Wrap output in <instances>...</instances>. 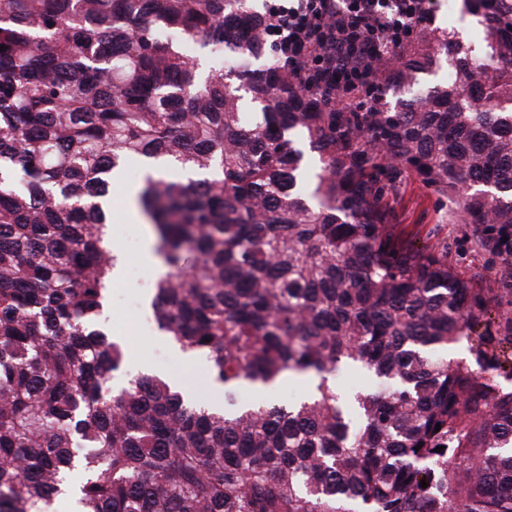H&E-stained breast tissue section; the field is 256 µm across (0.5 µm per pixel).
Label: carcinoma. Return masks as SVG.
I'll return each instance as SVG.
<instances>
[{"mask_svg":"<svg viewBox=\"0 0 512 512\" xmlns=\"http://www.w3.org/2000/svg\"><path fill=\"white\" fill-rule=\"evenodd\" d=\"M0 45V512H51L75 471L73 512H512V316L476 332L490 304L384 232L378 186L414 172L512 228V14L480 55L416 31L376 112L325 109L253 0H0ZM134 157L157 330L210 363L220 412L113 387L104 204ZM463 341L475 364L441 357ZM344 370L372 386L340 396ZM287 377L313 392L241 398Z\"/></svg>","mask_w":512,"mask_h":512,"instance_id":"1","label":"carcinoma"}]
</instances>
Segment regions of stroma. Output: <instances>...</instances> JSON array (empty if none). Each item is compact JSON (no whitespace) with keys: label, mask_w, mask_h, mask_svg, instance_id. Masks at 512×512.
<instances>
[{"label":"stroma","mask_w":512,"mask_h":512,"mask_svg":"<svg viewBox=\"0 0 512 512\" xmlns=\"http://www.w3.org/2000/svg\"><path fill=\"white\" fill-rule=\"evenodd\" d=\"M436 26L453 31L456 37L472 51L483 47L482 18L475 13L468 0H459L455 17L438 11L434 14ZM143 167L139 160H130L119 180L113 181L109 199L112 211V236L115 243L134 241L142 243L148 233L147 225L130 220L126 212V191L139 185ZM386 228L396 241L428 252L447 253L449 267L469 287L500 303L502 310L512 309V299L501 297L504 288L512 289V257L500 256L488 248L477 247L474 240L479 227L466 223L461 210L441 197L432 186L415 175L400 177L381 202ZM112 294L117 302L108 313L106 327L119 338L126 352H137L141 367L126 365L125 377L138 375L140 368L151 374L174 380L196 399L212 403L216 400L214 382L208 362L192 363L186 360L179 347L171 345L165 336L143 328L150 309H139L130 300L136 289L125 287L123 277H115Z\"/></svg>","instance_id":"obj_1"}]
</instances>
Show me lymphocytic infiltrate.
I'll return each instance as SVG.
<instances>
[{"label":"lymphocytic infiltrate","mask_w":512,"mask_h":512,"mask_svg":"<svg viewBox=\"0 0 512 512\" xmlns=\"http://www.w3.org/2000/svg\"><path fill=\"white\" fill-rule=\"evenodd\" d=\"M267 17L289 59L335 81L331 105L340 112L364 104L382 72L377 48L396 57L415 27L433 22L430 0H278Z\"/></svg>","instance_id":"f902f5d3"}]
</instances>
